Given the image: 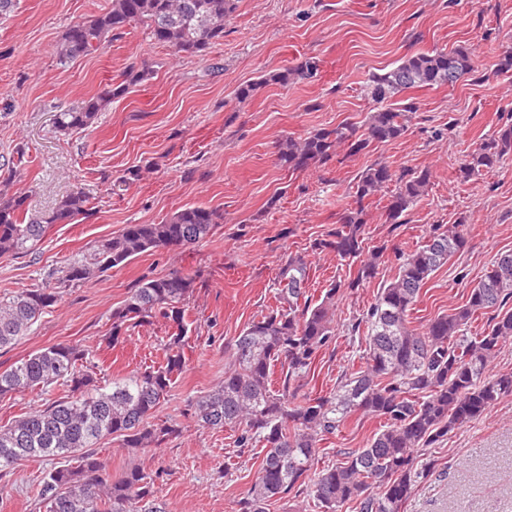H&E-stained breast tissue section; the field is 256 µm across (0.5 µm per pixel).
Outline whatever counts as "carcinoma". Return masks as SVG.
<instances>
[{
  "instance_id": "carcinoma-1",
  "label": "carcinoma",
  "mask_w": 512,
  "mask_h": 512,
  "mask_svg": "<svg viewBox=\"0 0 512 512\" xmlns=\"http://www.w3.org/2000/svg\"><path fill=\"white\" fill-rule=\"evenodd\" d=\"M236 8L237 0H110L94 18L70 25L56 54L65 63L96 53L113 36L142 24L155 44L178 54L204 56L224 38V23ZM314 69L315 63L308 61L263 76L241 86L237 97L248 99L264 84L286 85L290 78L309 76ZM473 73L471 54L464 47L407 55L388 71L370 77L368 90L377 107L368 117L365 135L343 124L304 139L289 137L280 144V161L303 171L327 163L341 146L346 155L354 156L373 141L397 140L418 112L411 100L394 101L397 94L452 85ZM148 76L144 70L127 71L118 86L103 90L81 108L58 112L56 129L86 130L113 99ZM511 152L510 125L469 153L459 175L465 181L480 176ZM429 180L427 171H396L385 161L367 166L336 228L315 244L343 262L356 263L353 278L330 284L313 305L306 295L310 265L300 255L288 257L275 281L276 307L233 341L224 381L196 401L194 414L202 426L237 428V447L259 446L264 451L256 477L240 501V512H264L268 502L293 492L306 494L323 512H401L420 475L415 468L419 452L512 393V372L488 373L501 348L512 342V308H505L512 300V251L495 258L462 305L429 320L421 331L411 326L410 313L422 288L466 245L461 220L435 226L425 244L409 253L394 252V277L380 286L361 320L352 324L364 343V366L342 374L336 389L323 395L301 396L292 387L333 340L336 296L344 288L371 282L388 262L384 250L365 248L366 201L389 193L387 219L397 224L425 195ZM90 211L89 199L80 192L39 214L30 212L24 196H0V256L26 253L53 225L72 224ZM223 222L219 210L189 204L158 224H128L102 242L91 261L71 264L64 280L84 283L155 249L198 244ZM195 289L194 278L177 273L145 279L112 310L110 346L147 318L165 320V362L156 369L100 387L86 366L88 351L57 344L0 371V398L40 386L54 385L65 392L46 407L0 425V477L21 461L41 459L52 464L39 491L45 512H166L156 502L152 477L131 467L112 478L97 448L110 436L120 438L131 451L159 448L181 432L175 421L154 423L151 418L185 371V306ZM57 301L52 288L0 297V350L12 346ZM487 313L491 317L484 330L468 335L478 315ZM276 362L282 377L274 390ZM357 415L380 421L367 446L347 452L343 462L315 467L324 437L340 434Z\"/></svg>"
}]
</instances>
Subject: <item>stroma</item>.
Segmentation results:
<instances>
[{"label":"stroma","mask_w":512,"mask_h":512,"mask_svg":"<svg viewBox=\"0 0 512 512\" xmlns=\"http://www.w3.org/2000/svg\"><path fill=\"white\" fill-rule=\"evenodd\" d=\"M107 0H16L0 18V163L18 162L15 177L0 170V193L27 196L48 211L67 194L84 192L90 215L53 225L34 252L0 257V297L50 286L59 292L30 332L0 350V371L58 344L89 350L101 386L164 363L168 327L141 323L115 346L105 338L112 311L140 279L173 273L195 277L186 304L189 364L154 418L182 432L157 449L129 452L120 440L101 442L113 476L139 466L154 480L166 512H239L263 454L235 445L237 429L200 426L195 401L224 378V347L276 306L274 278L288 255L310 264L307 294L347 279L334 253L316 250L336 226L361 172L372 162L431 174L424 197L387 220L386 196L367 209L366 246L410 252L434 225L464 221L467 243L422 289L412 315L420 328L462 304L497 254L512 250V156L484 175L462 180L465 155L512 125V71L497 70L512 54V0H238L224 37L204 57L156 45L144 26L113 38L94 54L60 62L55 47L68 26L97 15ZM468 48L474 72L452 85L411 89L419 106L405 136L371 143L352 157H332L305 171L279 160V144L349 122L365 130L374 104L372 74L405 55ZM315 62L312 77L281 85L262 75ZM149 71L89 129L65 135L56 112L82 107L124 71ZM259 82L252 98L240 86ZM140 177L119 184L128 171ZM187 204L220 210L222 224L201 243L161 248L85 283L60 281L71 263L128 224H157ZM378 282L342 289L336 331L299 390H333L340 375L362 366L350 326L367 309ZM379 428L366 418L322 441L319 465L343 460ZM426 454L436 465L403 512H512V394L468 426L448 433ZM48 465L24 461L0 478V512H41L39 489Z\"/></svg>","instance_id":"stroma-1"}]
</instances>
